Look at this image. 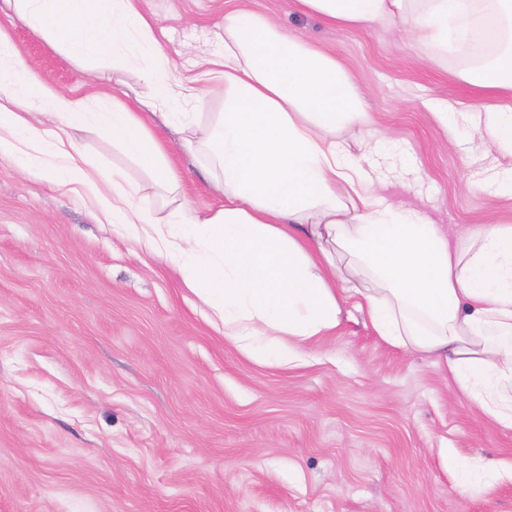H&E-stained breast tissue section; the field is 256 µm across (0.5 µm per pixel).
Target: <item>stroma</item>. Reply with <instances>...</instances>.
<instances>
[{
	"mask_svg": "<svg viewBox=\"0 0 512 512\" xmlns=\"http://www.w3.org/2000/svg\"><path fill=\"white\" fill-rule=\"evenodd\" d=\"M171 83L224 45L246 7L336 57L354 75L378 152L341 131L383 200L457 236L512 199L487 190L493 146L462 119L442 128L428 99L475 104L466 54L432 61L401 25L339 29L296 0H141ZM0 31L42 84L88 97L149 94L136 68L72 60L18 22ZM75 149L122 169L139 202L160 191L101 128ZM193 205H215L181 150ZM512 462V432L459 398L432 360L382 343L358 312L291 368L243 356L205 318L177 271L112 230L80 188L0 157V512H512V480L460 492L446 454Z\"/></svg>",
	"mask_w": 512,
	"mask_h": 512,
	"instance_id": "1",
	"label": "stroma"
}]
</instances>
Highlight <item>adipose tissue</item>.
I'll use <instances>...</instances> for the list:
<instances>
[{
    "label": "adipose tissue",
    "mask_w": 512,
    "mask_h": 512,
    "mask_svg": "<svg viewBox=\"0 0 512 512\" xmlns=\"http://www.w3.org/2000/svg\"><path fill=\"white\" fill-rule=\"evenodd\" d=\"M325 24L400 23L414 41L447 50L449 37L495 48L464 79L480 94L468 119L479 140L512 158V0H297ZM0 14L82 61L135 66L152 87L108 112L38 83L0 33V157L83 186L115 230L175 267L209 320L248 358L296 365L354 305L386 345L432 359L457 394L512 431V225H475L452 239L418 210L386 204L369 173L336 138L373 128L351 73L316 46L246 8L224 16V53L205 77L224 91L208 125L168 112L200 104L205 89L172 85L155 25L138 0H0ZM56 114L38 130L34 111ZM104 128L171 211L157 218L120 169L101 170L71 151L74 134ZM169 130L220 200L197 209L178 194L179 176L155 128Z\"/></svg>",
    "instance_id": "obj_1"
}]
</instances>
